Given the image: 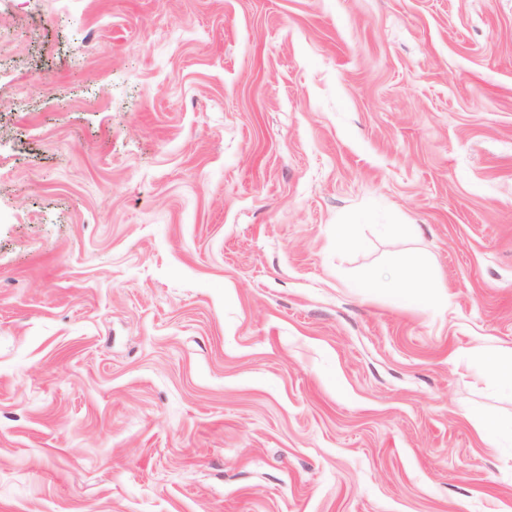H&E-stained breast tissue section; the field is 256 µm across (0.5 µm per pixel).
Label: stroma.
<instances>
[{
    "mask_svg": "<svg viewBox=\"0 0 512 512\" xmlns=\"http://www.w3.org/2000/svg\"><path fill=\"white\" fill-rule=\"evenodd\" d=\"M477 347L512 0H0V512H512ZM399 277L403 281L401 288H391L393 300L408 308H421L428 298V282L420 265H404ZM470 420L479 434L486 438L492 437L496 432L508 425H510L512 430V421L508 423L491 413L475 414L470 417Z\"/></svg>",
    "mask_w": 512,
    "mask_h": 512,
    "instance_id": "stroma-1",
    "label": "stroma"
}]
</instances>
